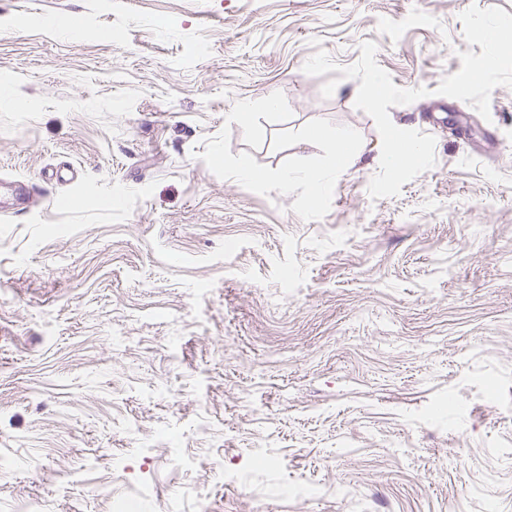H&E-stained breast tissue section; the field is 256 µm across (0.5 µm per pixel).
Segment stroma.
I'll list each match as a JSON object with an SVG mask.
<instances>
[{
    "instance_id": "1",
    "label": "stroma",
    "mask_w": 512,
    "mask_h": 512,
    "mask_svg": "<svg viewBox=\"0 0 512 512\" xmlns=\"http://www.w3.org/2000/svg\"><path fill=\"white\" fill-rule=\"evenodd\" d=\"M474 4L512 14L0 0V512H113L134 481L140 512H512V88L487 120L436 92ZM369 40L428 91L393 124L436 140L378 200L358 80L302 70ZM346 128L363 153L318 200L280 189Z\"/></svg>"
}]
</instances>
